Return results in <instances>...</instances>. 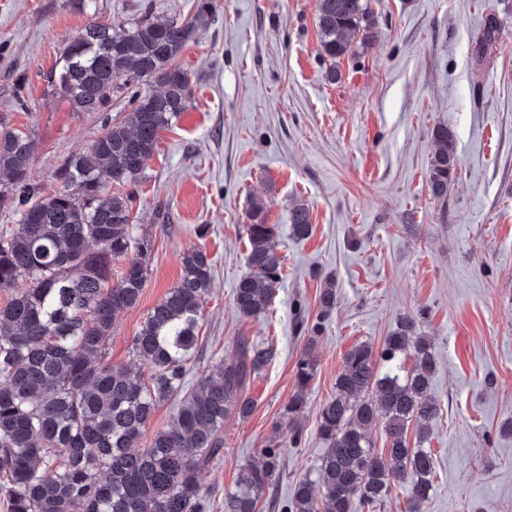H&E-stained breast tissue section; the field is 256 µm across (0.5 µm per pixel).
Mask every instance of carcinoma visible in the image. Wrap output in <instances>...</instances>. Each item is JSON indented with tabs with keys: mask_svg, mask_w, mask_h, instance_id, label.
I'll return each mask as SVG.
<instances>
[{
	"mask_svg": "<svg viewBox=\"0 0 512 512\" xmlns=\"http://www.w3.org/2000/svg\"><path fill=\"white\" fill-rule=\"evenodd\" d=\"M212 19L211 0H197L187 20H135L118 32L95 16L72 38L51 78L71 111H108L121 93L118 77L128 88L151 81L160 91L131 92L129 118L106 125L90 153L68 158L59 190L44 194L31 182L35 140L0 116V203L19 213L18 224L0 230V288L14 289L0 305V475L10 512H209L199 473L224 446V417L251 413L250 381L277 356L269 344L240 338L234 361L212 365L170 426L145 438L157 408L180 394L196 348L212 270L196 249L183 254L179 281L132 336V362L114 363L106 349L117 319L140 300L152 251L149 238L133 234L132 196L106 189L137 182L161 132L187 109L191 80L178 59ZM316 24L321 53L334 64L354 42L369 46L376 37L368 0H317ZM434 139L428 187L443 201L457 174L456 136L438 126ZM249 218V272L235 287L234 305L256 317L275 298L283 267L272 244L276 226L266 222L261 200L251 201ZM291 229L299 240L309 236L307 208L292 209ZM133 250L139 259L109 284L112 262ZM335 307L328 279L307 345ZM408 355L415 367L403 375ZM435 367L414 316L402 318L379 351L350 349L336 394L320 411L317 431L327 448L317 479L295 483L286 512H375L397 484L422 509L433 488L432 452L423 443L440 411L429 396ZM314 376L312 360L301 359L283 411L288 422L305 406ZM376 424L389 445L384 458L368 437ZM280 457L275 444L263 449L261 464L241 467L234 490L224 494V512H258Z\"/></svg>",
	"mask_w": 512,
	"mask_h": 512,
	"instance_id": "carcinoma-1",
	"label": "carcinoma"
}]
</instances>
